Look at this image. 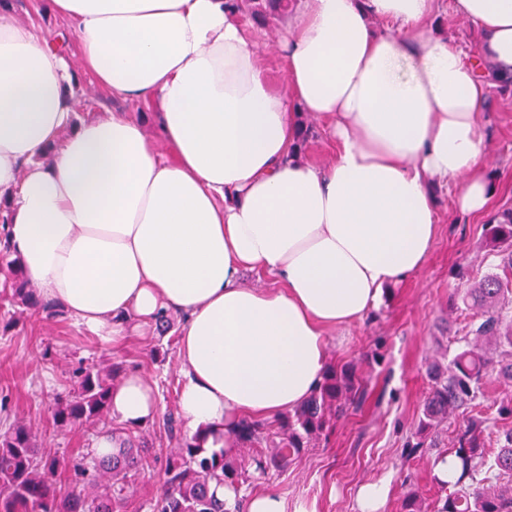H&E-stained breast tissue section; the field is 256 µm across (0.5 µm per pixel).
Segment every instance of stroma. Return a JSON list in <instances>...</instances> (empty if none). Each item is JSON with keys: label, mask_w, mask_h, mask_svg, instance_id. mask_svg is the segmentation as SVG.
I'll return each instance as SVG.
<instances>
[{"label": "stroma", "mask_w": 512, "mask_h": 512, "mask_svg": "<svg viewBox=\"0 0 512 512\" xmlns=\"http://www.w3.org/2000/svg\"><path fill=\"white\" fill-rule=\"evenodd\" d=\"M71 91L78 101V120L122 111L140 119L145 130L153 128L146 104L112 99L90 78L79 79ZM482 118L487 172L496 185L492 206L510 208L512 87L492 88ZM436 216L439 233L424 268L394 288L361 322L328 333L331 364L355 363L367 383L363 405L333 419L326 435L311 441L284 469L265 475L250 471L240 486L242 496L272 489L284 498L288 512L301 505L307 512H357L360 486L384 478L389 489L384 512H401L402 500L411 492L428 502L435 499L439 485L434 462L452 435L464 428L466 416L456 414L440 433L419 436L430 387L426 363L436 354L438 339L459 334L467 321L461 288L497 263L480 248L482 219L460 215L453 191H437ZM181 320L180 314H171L167 333L152 327L149 342L133 338L112 348L62 310H28L19 316L14 307L0 306V434L23 423L32 428L41 449L67 458L87 454L99 428L54 426L50 408L55 398L77 388L76 370L82 366L140 370L156 385L159 412L136 434L146 440L158 463L132 484L127 512H148L160 492L159 462L174 446L165 422L168 413L178 410Z\"/></svg>", "instance_id": "1"}]
</instances>
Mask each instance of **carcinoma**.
Instances as JSON below:
<instances>
[{
	"instance_id": "cac0c4a2",
	"label": "carcinoma",
	"mask_w": 512,
	"mask_h": 512,
	"mask_svg": "<svg viewBox=\"0 0 512 512\" xmlns=\"http://www.w3.org/2000/svg\"><path fill=\"white\" fill-rule=\"evenodd\" d=\"M226 6L240 16L264 21L269 15L293 11L297 0H226ZM483 248L499 263L465 292L463 302L475 312L456 340L454 354L442 352L427 367L431 387L419 419L422 434L437 432L450 413L484 397L489 379L512 382V208L501 210L497 223L485 225ZM0 273V294L12 305L25 310L39 305L19 259L1 239ZM118 372L114 366L107 371L79 370L77 389L57 399L51 410L55 425L111 422L110 392ZM364 395L357 367L334 365L309 401L279 427L247 421L238 439L260 447L254 458L260 473L280 470L335 416L361 404ZM167 423L178 444L161 468L162 488L151 512H225L224 503L210 493V483H243L242 461L210 455L195 439L181 437L174 414H168ZM489 429L488 419L475 417L448 448L470 483L459 480L450 485L452 492L433 512H512V427L498 430V447L491 453L485 444ZM149 465L145 446L130 435L112 453L84 462L40 450L32 430L17 425L0 435V512H123L126 489Z\"/></svg>"
}]
</instances>
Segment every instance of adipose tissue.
I'll return each instance as SVG.
<instances>
[{
    "label": "adipose tissue",
    "mask_w": 512,
    "mask_h": 512,
    "mask_svg": "<svg viewBox=\"0 0 512 512\" xmlns=\"http://www.w3.org/2000/svg\"><path fill=\"white\" fill-rule=\"evenodd\" d=\"M436 3L299 0L277 88L260 31L224 0H49L82 73L146 103L153 139L126 112L76 122L54 32L0 8V230L40 296L103 344L182 315L177 402L207 452L235 454L245 420L307 401L328 331L425 266L434 188L459 182L458 211L495 221L482 112L493 74L512 75V0H452L483 35L472 54L428 29ZM303 112L325 121L329 164L302 158ZM157 412L141 371L113 387L123 429Z\"/></svg>",
    "instance_id": "1"
}]
</instances>
